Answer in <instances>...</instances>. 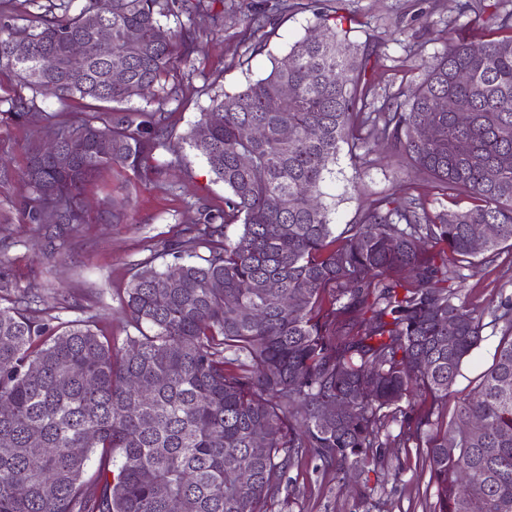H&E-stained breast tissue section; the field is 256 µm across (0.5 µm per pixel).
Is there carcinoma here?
<instances>
[{"label": "carcinoma", "instance_id": "obj_1", "mask_svg": "<svg viewBox=\"0 0 512 512\" xmlns=\"http://www.w3.org/2000/svg\"><path fill=\"white\" fill-rule=\"evenodd\" d=\"M328 2L315 13L322 34L295 42L266 77L213 98L189 132L228 191L224 209L203 211L177 263H140L125 297L135 334L118 347L91 319L53 326L33 315L36 288L0 301V512H170L174 501L180 512H269L300 457L315 454L338 475L375 473L386 449L411 439L427 449L431 512H469L464 484L485 512H512V299L494 310L509 331L495 362L444 414L484 341L482 315L452 283L479 256L512 248V35L457 39L400 91L403 102L377 107L380 56L328 25L344 19ZM500 2L464 0L459 12H485L487 24L512 31ZM175 4L112 0L105 16L95 0L73 14L50 4L26 26L0 15V73L84 108L53 132L69 170L40 148L28 153L29 223H85L80 191L105 166L144 182L161 174L154 152L170 135L167 116L121 105L156 88L179 96L164 80L194 45L160 22ZM102 25L112 28V61L72 60L69 42L92 43ZM18 41L32 53L13 55ZM112 68L124 82L111 81ZM445 98L467 106V123L443 110ZM32 104L16 97L10 118L22 122ZM424 121L436 127L429 140L414 135ZM372 142L471 206L431 215L417 197L389 196L356 224L333 223L325 188L342 148ZM478 226L489 235L477 251ZM253 310L259 319L245 315ZM133 377L151 394L130 387ZM327 406L336 413L325 416ZM258 426L261 454L251 451ZM234 468L252 481L226 484Z\"/></svg>", "mask_w": 512, "mask_h": 512}]
</instances>
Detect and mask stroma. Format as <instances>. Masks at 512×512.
I'll use <instances>...</instances> for the list:
<instances>
[{"mask_svg": "<svg viewBox=\"0 0 512 512\" xmlns=\"http://www.w3.org/2000/svg\"><path fill=\"white\" fill-rule=\"evenodd\" d=\"M262 0H224V28L216 30L209 16L181 13L165 18L172 31L189 30L195 52L176 63L169 81L178 85V98L165 101L171 137L155 152L163 174L146 183L131 170L106 168L89 182L82 199L92 220L58 225L64 241L51 250L44 229L27 223L21 202L28 193L23 179L30 149L48 138L54 124L73 121L77 105L35 94L9 74H0V164L9 174L0 177V295H20L35 284L43 317L66 322L93 318L103 334L122 343L132 328L124 304L125 288L140 262L156 267L173 264L185 230L196 224L203 209L223 207L226 190L185 137L214 96L242 89L247 81L264 77L271 57L284 56L316 22V0H288L271 13L264 27L249 34L245 19ZM459 0H341L352 19L350 39L375 46L381 56L372 75L380 96H394L416 81L422 61L443 53L458 34L474 40L501 38L499 30L475 24L459 14ZM265 51L253 55L255 44ZM32 99L25 124L8 119L17 96ZM328 193L336 198L333 221L354 223L360 212L388 196L421 198L429 212L469 207L463 196L449 195L444 186L426 180L402 165L390 149L370 153H341L336 178ZM461 295L480 310L495 308L512 297V251L479 257L465 272ZM506 332L503 322L488 323L481 346L465 363L453 387V398L467 395L494 362L495 349ZM390 471L382 476L349 473L337 477L315 457L306 456L291 468L274 512H429L435 502L429 483L426 451L416 441L387 451ZM400 476H392V469ZM369 484L371 495L359 488Z\"/></svg>", "mask_w": 512, "mask_h": 512, "instance_id": "obj_1", "label": "stroma"}]
</instances>
